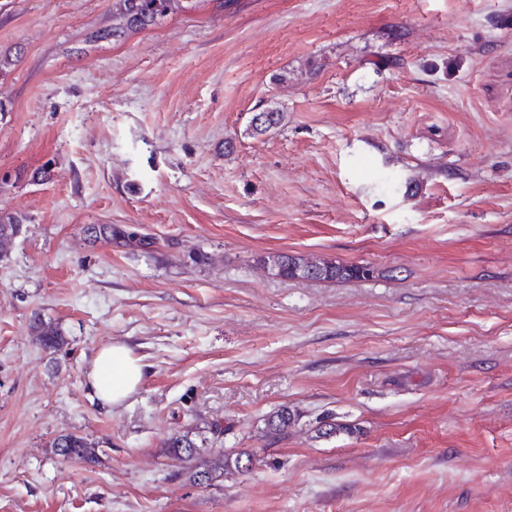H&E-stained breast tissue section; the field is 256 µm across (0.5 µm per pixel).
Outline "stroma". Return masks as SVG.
I'll list each match as a JSON object with an SVG mask.
<instances>
[{"label":"stroma","instance_id":"stroma-1","mask_svg":"<svg viewBox=\"0 0 512 512\" xmlns=\"http://www.w3.org/2000/svg\"><path fill=\"white\" fill-rule=\"evenodd\" d=\"M112 4L0 0V512H512V0H183L96 39ZM114 343L145 374L107 408ZM183 432L256 463L193 482ZM23 230V222L12 214L0 215V262L8 260V252L2 250V246L17 238ZM85 234L93 240H103L112 244V239H123L129 246L144 249L151 242L146 237L140 236L135 232L126 231L122 228L112 226V224H92L84 229ZM263 263L274 275L283 279H307L306 273L314 270L316 276L311 280L323 282H343L365 279L361 274L363 264L335 263L327 261H310L302 256L288 253H276L264 258ZM32 328L38 345L45 351L58 352L64 347L65 339L60 329L51 323L36 317L33 320ZM144 377L141 360L122 344L104 347L96 354L87 380L99 401L117 407L140 387ZM56 454L62 462L80 461L91 463L94 459V449L82 436L65 434L59 436L54 442Z\"/></svg>","mask_w":512,"mask_h":512}]
</instances>
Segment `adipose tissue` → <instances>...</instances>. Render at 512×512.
I'll return each mask as SVG.
<instances>
[{
	"instance_id": "obj_1",
	"label": "adipose tissue",
	"mask_w": 512,
	"mask_h": 512,
	"mask_svg": "<svg viewBox=\"0 0 512 512\" xmlns=\"http://www.w3.org/2000/svg\"><path fill=\"white\" fill-rule=\"evenodd\" d=\"M143 377L141 360L122 344L99 350L87 372V380L97 399L112 407L129 399L140 387Z\"/></svg>"
}]
</instances>
